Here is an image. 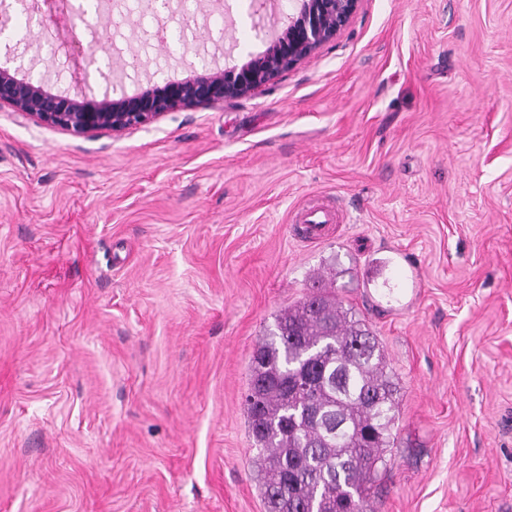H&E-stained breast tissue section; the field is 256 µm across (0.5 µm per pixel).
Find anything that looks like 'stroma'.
Instances as JSON below:
<instances>
[{"label": "stroma", "instance_id": "obj_1", "mask_svg": "<svg viewBox=\"0 0 512 512\" xmlns=\"http://www.w3.org/2000/svg\"><path fill=\"white\" fill-rule=\"evenodd\" d=\"M26 0L0 39L101 98L265 50L251 0ZM327 202L320 241L292 218ZM321 278L399 387L370 512H512V0H360L246 97L76 137L0 109V512H265L253 352Z\"/></svg>", "mask_w": 512, "mask_h": 512}]
</instances>
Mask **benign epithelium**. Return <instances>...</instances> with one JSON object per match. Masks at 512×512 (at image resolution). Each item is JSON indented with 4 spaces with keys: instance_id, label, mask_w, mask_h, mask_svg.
<instances>
[{
    "instance_id": "1",
    "label": "benign epithelium",
    "mask_w": 512,
    "mask_h": 512,
    "mask_svg": "<svg viewBox=\"0 0 512 512\" xmlns=\"http://www.w3.org/2000/svg\"><path fill=\"white\" fill-rule=\"evenodd\" d=\"M359 0H296L286 28L267 48L241 66L205 69L188 80L166 81L133 95L100 100L53 92L44 82L0 67V108L74 136L99 131L121 133L148 125L167 112L221 105L249 95L292 69L311 52L336 38L349 24Z\"/></svg>"
}]
</instances>
